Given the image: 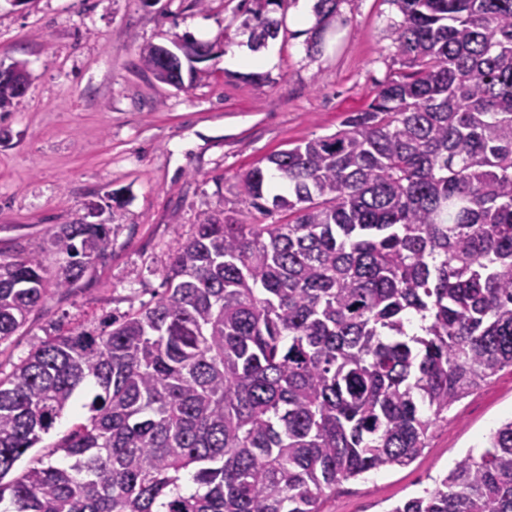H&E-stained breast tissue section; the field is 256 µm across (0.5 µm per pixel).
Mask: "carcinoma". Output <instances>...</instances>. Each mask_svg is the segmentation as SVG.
<instances>
[{"mask_svg":"<svg viewBox=\"0 0 512 512\" xmlns=\"http://www.w3.org/2000/svg\"><path fill=\"white\" fill-rule=\"evenodd\" d=\"M250 2L257 50L287 0ZM391 2L406 70L238 180L281 223L205 215L155 303L39 339L0 376L3 512H320L512 367V0ZM139 57L160 66L152 44ZM18 97L0 81V112ZM114 230L60 225L53 269L1 258L0 343L104 263ZM89 383L86 419L16 472ZM389 512H512V419Z\"/></svg>","mask_w":512,"mask_h":512,"instance_id":"carcinoma-1","label":"carcinoma"}]
</instances>
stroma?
Masks as SVG:
<instances>
[{
    "mask_svg": "<svg viewBox=\"0 0 512 512\" xmlns=\"http://www.w3.org/2000/svg\"><path fill=\"white\" fill-rule=\"evenodd\" d=\"M245 0H0V65L26 63V94L0 112V254L40 251L57 224H114L108 260L51 292L16 336L0 343L10 371L31 341L154 302L171 248L206 214L236 212L240 176L291 144L329 136L402 71L391 0H339L302 30L284 20L261 52L276 57L256 83L228 76L226 55L248 47ZM227 34L223 54L183 89L139 68L147 44L171 34ZM130 191L113 209L112 190ZM512 418V368L453 405L405 467L343 482L322 512H390L479 454Z\"/></svg>",
    "mask_w": 512,
    "mask_h": 512,
    "instance_id": "1",
    "label": "stroma"
}]
</instances>
